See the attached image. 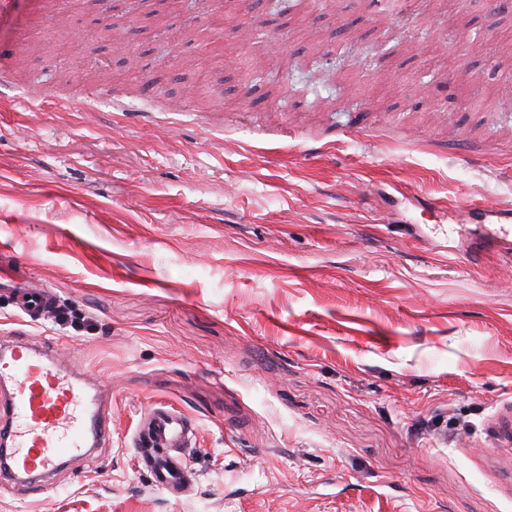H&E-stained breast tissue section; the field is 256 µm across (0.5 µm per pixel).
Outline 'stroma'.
Instances as JSON below:
<instances>
[{"label": "stroma", "mask_w": 512, "mask_h": 512, "mask_svg": "<svg viewBox=\"0 0 512 512\" xmlns=\"http://www.w3.org/2000/svg\"><path fill=\"white\" fill-rule=\"evenodd\" d=\"M161 19L120 0H6L0 263L57 319L0 293V343L93 374L111 431L0 512H512V0H269ZM408 51L329 83L291 69L384 31ZM104 53L97 70L87 57ZM470 208L461 221L459 208ZM197 430L169 496L133 436L154 405ZM22 264L2 266L0 268V282L22 288L23 306L33 319L39 316L48 318L53 309L52 297L47 289L34 280L22 278L18 270Z\"/></svg>", "instance_id": "35a3bbf8"}]
</instances>
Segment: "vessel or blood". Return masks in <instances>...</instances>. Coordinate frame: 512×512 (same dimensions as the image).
Segmentation results:
<instances>
[{"label":"vessel or blood","instance_id":"b4317fda","mask_svg":"<svg viewBox=\"0 0 512 512\" xmlns=\"http://www.w3.org/2000/svg\"><path fill=\"white\" fill-rule=\"evenodd\" d=\"M0 282L23 289L30 317H49L47 289L21 277L16 266L0 268ZM104 394L97 383L75 372L45 347L27 340L0 350V401L7 414L0 424L9 445V465L1 475L16 481H44L66 460L87 454L89 441H105L109 421L100 415ZM195 432L182 412L160 404L138 430L139 459L164 491H179L185 478L181 453Z\"/></svg>","mask_w":512,"mask_h":512}]
</instances>
